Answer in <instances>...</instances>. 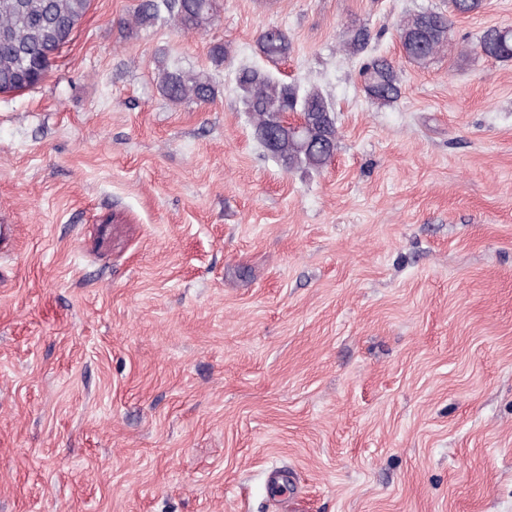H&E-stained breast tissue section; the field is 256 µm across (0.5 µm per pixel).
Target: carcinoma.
<instances>
[{
	"mask_svg": "<svg viewBox=\"0 0 512 512\" xmlns=\"http://www.w3.org/2000/svg\"><path fill=\"white\" fill-rule=\"evenodd\" d=\"M91 0H0V93L35 87L50 66V60L72 39L89 10ZM482 7V0H448V12L421 10L404 16L398 35L404 56L425 66L448 45L450 13L466 14ZM219 0H139L134 24L151 23L168 15L185 33H204L218 20ZM369 34L351 27L345 48L351 55L367 49ZM480 51L494 59H512V34L489 28L479 37ZM258 48L266 60L276 63L288 57L291 42L286 32L268 28L258 38ZM368 98L381 106L401 96L392 63L375 57L362 69ZM159 88L169 101L194 100L209 103L215 88L204 72L185 71L162 64ZM236 84L245 110L249 112L253 134L260 144L261 132L276 130L288 110L302 113L310 128L311 142L282 137L276 149L269 151L288 172L320 170L332 159L337 147L336 116L332 104L318 89L302 90L284 79L273 77L258 67L245 66L236 74Z\"/></svg>",
	"mask_w": 512,
	"mask_h": 512,
	"instance_id": "carcinoma-1",
	"label": "carcinoma"
}]
</instances>
